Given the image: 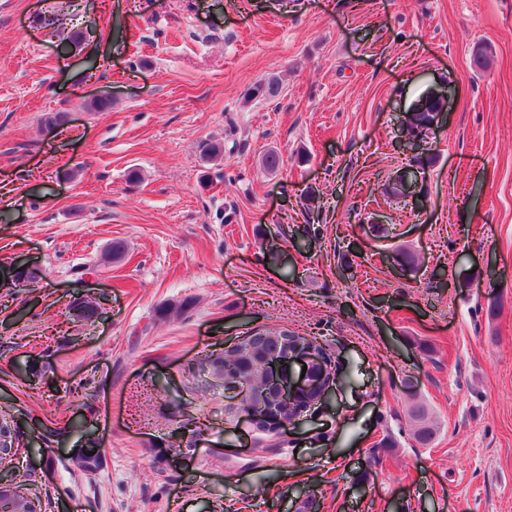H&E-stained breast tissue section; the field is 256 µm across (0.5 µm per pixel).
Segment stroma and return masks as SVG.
<instances>
[{"label":"stroma","instance_id":"1","mask_svg":"<svg viewBox=\"0 0 512 512\" xmlns=\"http://www.w3.org/2000/svg\"><path fill=\"white\" fill-rule=\"evenodd\" d=\"M427 92L436 162L396 198ZM3 181L0 266L38 278L0 288V416L22 419L0 472L43 512H512V0H0ZM275 327L340 369L271 440L209 357ZM281 92V83L276 76H269L254 82L250 85L244 95V103H251L253 101L272 100L276 98ZM445 107L443 99L435 93L428 92L419 97L413 104L406 121L408 133L416 136H428L432 130L436 116ZM407 414L415 426L413 431L415 440L422 446L429 445L438 428L432 420L428 406L422 401H416L410 405Z\"/></svg>","mask_w":512,"mask_h":512}]
</instances>
